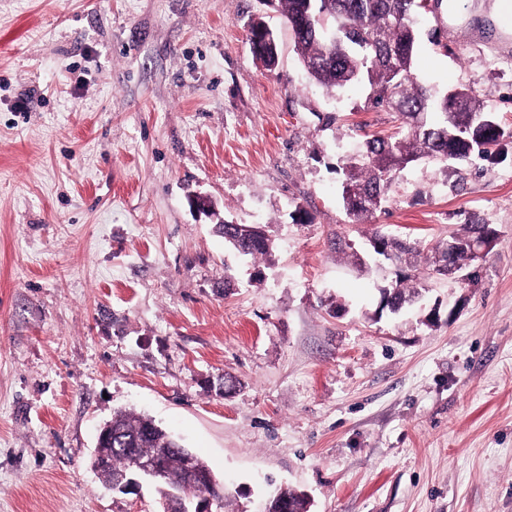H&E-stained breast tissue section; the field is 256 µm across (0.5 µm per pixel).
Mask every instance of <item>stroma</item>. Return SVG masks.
<instances>
[{
  "mask_svg": "<svg viewBox=\"0 0 512 512\" xmlns=\"http://www.w3.org/2000/svg\"><path fill=\"white\" fill-rule=\"evenodd\" d=\"M497 2L420 16L414 73L512 129ZM368 93L309 79L276 0H0V512H156L91 467L118 408L201 457L222 512L281 486L309 512H512V139L408 167L353 226L338 167L399 125ZM220 219L265 227L272 261ZM474 221L496 231L476 279L396 313L380 290L409 267L334 250L378 228L429 250ZM268 24L262 18L253 19L248 27V40L253 56L266 69L278 63V45L274 31L267 34ZM234 225L238 224H215L217 231L239 255L264 260L272 257L273 240L262 227H258L253 235L238 237Z\"/></svg>",
  "mask_w": 512,
  "mask_h": 512,
  "instance_id": "stroma-1",
  "label": "stroma"
}]
</instances>
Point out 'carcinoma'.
I'll return each instance as SVG.
<instances>
[{"label": "carcinoma", "instance_id": "carcinoma-1", "mask_svg": "<svg viewBox=\"0 0 512 512\" xmlns=\"http://www.w3.org/2000/svg\"><path fill=\"white\" fill-rule=\"evenodd\" d=\"M284 23L291 30L297 54L311 79L331 93L360 82L372 89V105L389 107L402 119V130L391 136L368 137L363 142L360 158L342 164L341 185L355 193L341 196L346 215L353 223H361L368 214L393 201V188L399 173L407 165L428 160L442 169L448 161L473 162L492 160L494 147L508 130L483 110L471 89H461L456 109L448 108L446 94H438L417 83L414 63L419 43L415 18L418 0H278ZM268 24L261 18L249 23L248 40L253 56L263 67L278 63L275 33H267ZM217 231L241 256L264 260L272 257L273 240L259 227L252 235L238 236L232 224H218ZM371 241L381 248L387 260L396 264H415L424 254L420 242L403 240L381 231ZM336 250L351 258L360 271L371 266L350 241L336 240ZM465 269L475 257L461 247L448 252V245L436 248L425 258V277H433L443 262ZM426 291L421 281L411 282L399 276L382 297L386 305L402 308ZM183 444L172 434L144 415L118 410L112 415L110 431L100 451L106 453L107 466L99 472L102 481L129 471L136 455L155 459L165 472L176 477L183 469ZM199 485L197 491L211 493L222 503L230 497L227 489L209 483L212 470L197 455L193 456Z\"/></svg>", "mask_w": 512, "mask_h": 512}]
</instances>
